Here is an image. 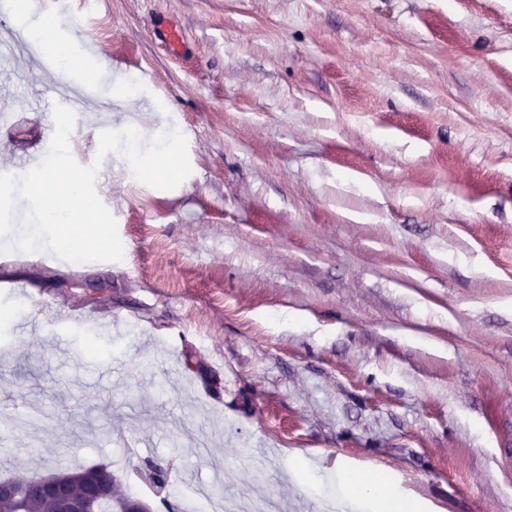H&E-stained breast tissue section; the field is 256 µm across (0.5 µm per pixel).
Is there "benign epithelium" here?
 Listing matches in <instances>:
<instances>
[{
    "label": "benign epithelium",
    "instance_id": "benign-epithelium-1",
    "mask_svg": "<svg viewBox=\"0 0 512 512\" xmlns=\"http://www.w3.org/2000/svg\"><path fill=\"white\" fill-rule=\"evenodd\" d=\"M83 490L75 493L63 474H45L25 483L0 481V499L15 500L37 496L50 501L55 512H91L96 503L108 500V492L116 482V475L107 466H98L81 478Z\"/></svg>",
    "mask_w": 512,
    "mask_h": 512
}]
</instances>
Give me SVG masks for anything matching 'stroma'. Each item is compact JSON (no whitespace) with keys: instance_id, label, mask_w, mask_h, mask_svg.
I'll return each mask as SVG.
<instances>
[{"instance_id":"obj_1","label":"stroma","mask_w":512,"mask_h":512,"mask_svg":"<svg viewBox=\"0 0 512 512\" xmlns=\"http://www.w3.org/2000/svg\"><path fill=\"white\" fill-rule=\"evenodd\" d=\"M91 71L70 151L185 136L161 190L95 187L122 260L0 251V477L147 464L186 487L324 512L311 465L382 473L423 512H512V0H35ZM180 28L171 53L161 30ZM135 104L110 105L115 79ZM57 79L21 48L0 171L49 149Z\"/></svg>"}]
</instances>
